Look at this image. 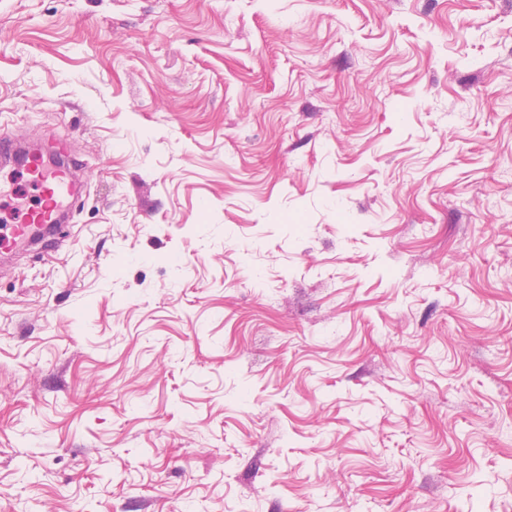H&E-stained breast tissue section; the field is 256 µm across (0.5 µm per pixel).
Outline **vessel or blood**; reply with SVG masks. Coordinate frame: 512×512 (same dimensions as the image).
<instances>
[{"label": "vessel or blood", "mask_w": 512, "mask_h": 512, "mask_svg": "<svg viewBox=\"0 0 512 512\" xmlns=\"http://www.w3.org/2000/svg\"><path fill=\"white\" fill-rule=\"evenodd\" d=\"M78 163L73 159H56L47 163H29L31 183L40 192L41 202L26 211L14 224L11 240L0 242V248L21 245L23 249L47 251L55 235L62 230L67 213L76 205Z\"/></svg>", "instance_id": "b4317fda"}]
</instances>
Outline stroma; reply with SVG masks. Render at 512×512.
<instances>
[{
  "mask_svg": "<svg viewBox=\"0 0 512 512\" xmlns=\"http://www.w3.org/2000/svg\"><path fill=\"white\" fill-rule=\"evenodd\" d=\"M0 131V512H512V0H0ZM78 167L79 163L69 158L28 163L30 183L39 190L41 202L18 219L13 225L11 240H1V250L13 251L11 245L16 244L24 250L35 249L41 253L52 248L53 237L61 232L67 213L79 200L76 190Z\"/></svg>",
  "mask_w": 512,
  "mask_h": 512,
  "instance_id": "1",
  "label": "stroma"
}]
</instances>
